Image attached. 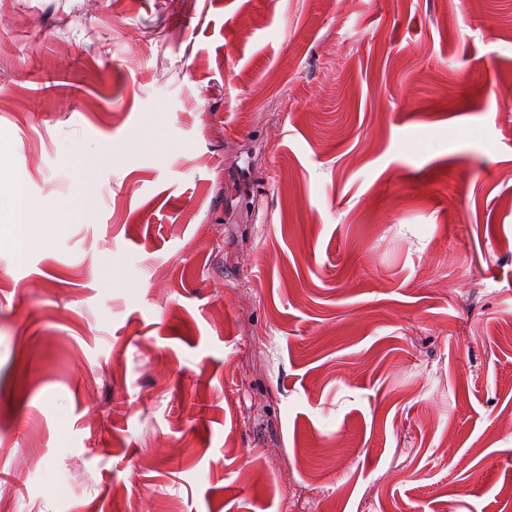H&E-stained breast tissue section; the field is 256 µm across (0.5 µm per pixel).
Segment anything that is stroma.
Segmentation results:
<instances>
[{
  "label": "stroma",
  "instance_id": "35a3bbf8",
  "mask_svg": "<svg viewBox=\"0 0 512 512\" xmlns=\"http://www.w3.org/2000/svg\"><path fill=\"white\" fill-rule=\"evenodd\" d=\"M334 498L512 512V0H0V512Z\"/></svg>",
  "mask_w": 512,
  "mask_h": 512
}]
</instances>
